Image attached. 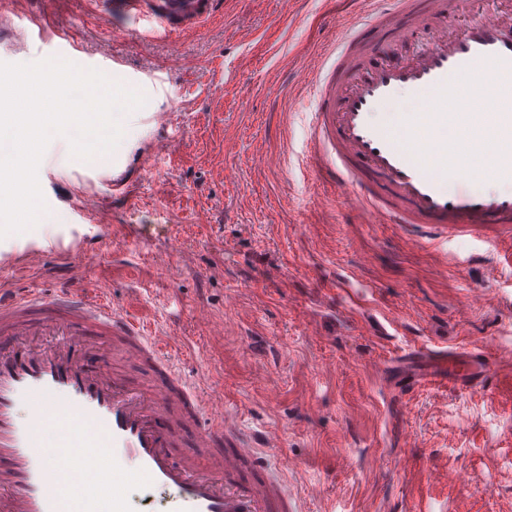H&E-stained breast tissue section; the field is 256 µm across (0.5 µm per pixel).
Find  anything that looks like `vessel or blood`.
<instances>
[{"instance_id": "vessel-or-blood-1", "label": "vessel or blood", "mask_w": 512, "mask_h": 512, "mask_svg": "<svg viewBox=\"0 0 512 512\" xmlns=\"http://www.w3.org/2000/svg\"><path fill=\"white\" fill-rule=\"evenodd\" d=\"M212 0H113L137 20L163 21ZM432 10L434 42L419 55L396 53ZM324 73L308 152L315 171L350 185L346 210L375 212L390 224H427L445 236L512 226V25L485 19L448 28L447 0H375L367 23L336 43ZM95 69L125 85L142 83L120 57ZM174 140L152 138L141 155L164 159ZM134 169L124 151L81 179L126 197ZM101 203L80 195L67 223L99 221ZM121 344L130 363L155 374L152 385L112 365ZM397 387L470 391L493 372L512 371V350L420 346L385 363ZM198 422L203 457L179 455V426ZM256 449L233 416L190 388L166 346L94 289L51 298L35 291L0 298V512H127L124 483L135 470L173 492L171 512H293L277 480L241 472Z\"/></svg>"}]
</instances>
